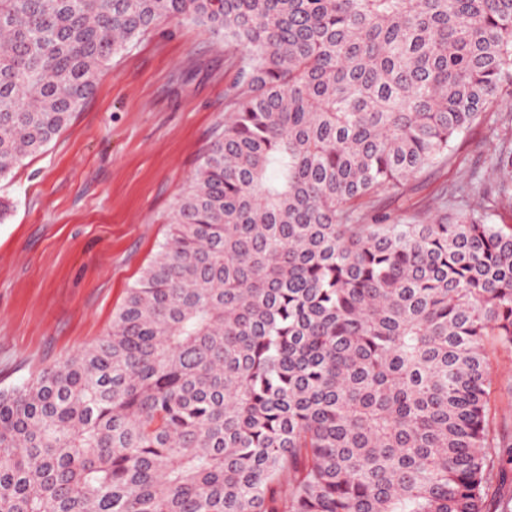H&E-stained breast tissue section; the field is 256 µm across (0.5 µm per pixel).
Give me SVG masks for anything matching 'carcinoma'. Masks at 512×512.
<instances>
[{
    "instance_id": "carcinoma-1",
    "label": "carcinoma",
    "mask_w": 512,
    "mask_h": 512,
    "mask_svg": "<svg viewBox=\"0 0 512 512\" xmlns=\"http://www.w3.org/2000/svg\"><path fill=\"white\" fill-rule=\"evenodd\" d=\"M162 19L241 48L231 112L108 334L0 391V512H512V136L368 223L512 125V0H0V177ZM497 139L483 125L470 131L463 139L456 142V161L448 162L447 166H437L426 173L409 180L407 191H384L379 194L381 205L379 211L371 215L390 214L392 218H409L413 213L411 203L425 200L448 185V190L455 184L469 181L473 172H479L486 183L492 181L489 158L497 145ZM411 198V200H408ZM493 364V395L499 408L497 420H500L504 409L508 404L512 405V398L509 389L512 386V356L510 354L497 351L491 356Z\"/></svg>"
}]
</instances>
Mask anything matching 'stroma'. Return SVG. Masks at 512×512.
Segmentation results:
<instances>
[{
    "mask_svg": "<svg viewBox=\"0 0 512 512\" xmlns=\"http://www.w3.org/2000/svg\"><path fill=\"white\" fill-rule=\"evenodd\" d=\"M238 56L203 27L158 22L113 57L59 136L0 179V390L110 329L224 126ZM496 145L476 127L455 161L381 192V212L407 218L443 186L490 180Z\"/></svg>",
    "mask_w": 512,
    "mask_h": 512,
    "instance_id": "35a3bbf8",
    "label": "stroma"
}]
</instances>
